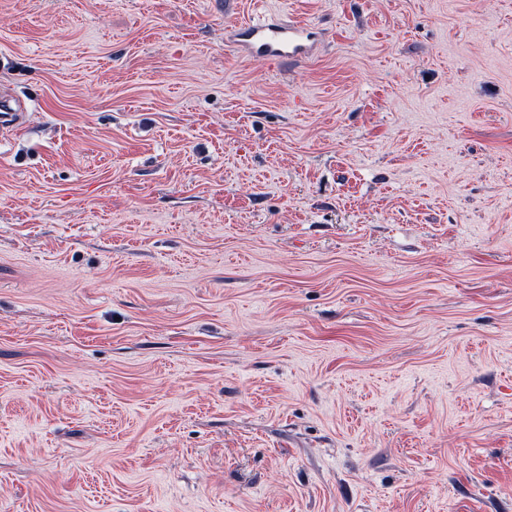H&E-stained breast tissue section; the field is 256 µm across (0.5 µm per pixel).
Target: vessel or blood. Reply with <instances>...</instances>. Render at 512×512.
Segmentation results:
<instances>
[{"label": "vessel or blood", "mask_w": 512, "mask_h": 512, "mask_svg": "<svg viewBox=\"0 0 512 512\" xmlns=\"http://www.w3.org/2000/svg\"><path fill=\"white\" fill-rule=\"evenodd\" d=\"M225 39L247 56L278 64L305 61L314 55L318 44L314 27L279 13L230 23Z\"/></svg>", "instance_id": "obj_1"}]
</instances>
